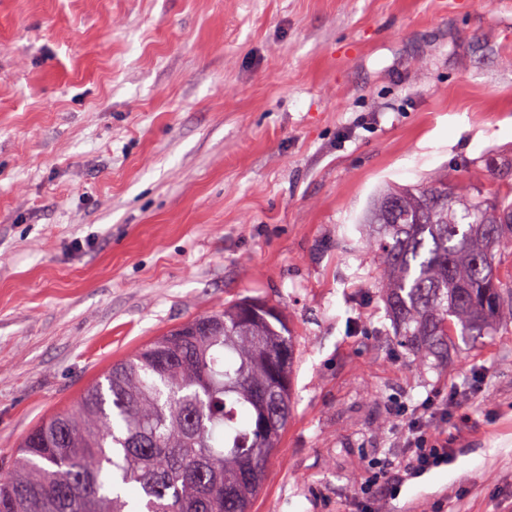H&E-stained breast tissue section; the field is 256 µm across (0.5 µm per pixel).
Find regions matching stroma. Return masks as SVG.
Instances as JSON below:
<instances>
[{
  "label": "stroma",
  "instance_id": "obj_1",
  "mask_svg": "<svg viewBox=\"0 0 512 512\" xmlns=\"http://www.w3.org/2000/svg\"><path fill=\"white\" fill-rule=\"evenodd\" d=\"M512 0H0V462L142 345L243 297L296 341L252 512H355L397 406L476 382L446 465L379 512H512V331L398 345L362 214L438 171L496 191Z\"/></svg>",
  "mask_w": 512,
  "mask_h": 512
}]
</instances>
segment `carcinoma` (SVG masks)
Segmentation results:
<instances>
[{"label": "carcinoma", "instance_id": "1", "mask_svg": "<svg viewBox=\"0 0 512 512\" xmlns=\"http://www.w3.org/2000/svg\"><path fill=\"white\" fill-rule=\"evenodd\" d=\"M437 172L385 190L361 251L408 355L432 370L512 329V184L456 193ZM295 340L242 298L142 346L43 418L0 476V512H250L292 411Z\"/></svg>", "mask_w": 512, "mask_h": 512}]
</instances>
